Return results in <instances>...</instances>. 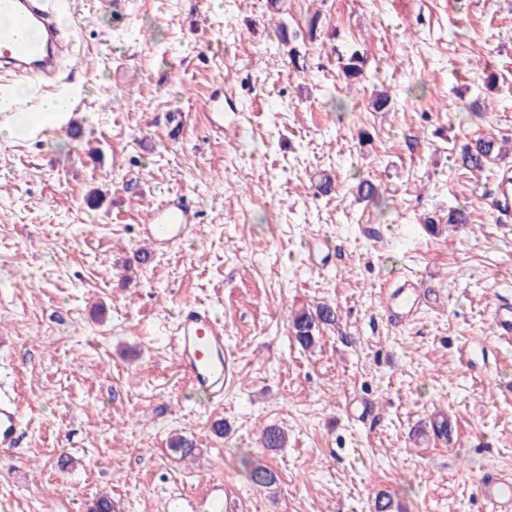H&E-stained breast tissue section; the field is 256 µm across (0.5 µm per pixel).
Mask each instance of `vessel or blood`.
I'll return each mask as SVG.
<instances>
[{"label": "vessel or blood", "instance_id": "b4317fda", "mask_svg": "<svg viewBox=\"0 0 512 512\" xmlns=\"http://www.w3.org/2000/svg\"><path fill=\"white\" fill-rule=\"evenodd\" d=\"M0 16L8 27L0 29V67L28 78L49 82L54 78L69 43L60 28L52 0H0ZM193 222L189 207L175 199L161 207L147 236L154 242L178 239ZM399 317L411 316L421 305L415 289L389 291ZM169 345L178 368L194 388L222 401L224 387L235 373V362L224 349V324L197 303L184 305ZM22 430L19 404L6 388H0V448L17 447ZM479 497L490 512H512V474H483L477 480ZM176 512H238L239 504L225 496L223 488L196 500L185 494L172 496Z\"/></svg>", "mask_w": 512, "mask_h": 512}]
</instances>
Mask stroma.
<instances>
[{"mask_svg":"<svg viewBox=\"0 0 512 512\" xmlns=\"http://www.w3.org/2000/svg\"><path fill=\"white\" fill-rule=\"evenodd\" d=\"M282 3L292 30L322 16L298 45L303 76L269 0H66L58 79L0 73L2 92L31 88L30 112L70 95L82 129L0 138V375L24 418L0 450V512H89L103 494L115 512H170L172 490L217 483L241 512H376L382 492L400 512H489L477 477L512 471V341L493 324L512 306V214L492 203L512 168V0ZM354 50L369 65L349 87L339 59ZM381 90L393 111H372ZM214 98L220 125L203 115ZM488 133L507 154L460 169ZM363 179L381 202L358 196ZM177 197L192 227L151 243L154 210ZM455 208L469 223H449ZM407 274L439 295L398 323L383 287ZM194 302L238 358L220 403L168 345ZM323 302L336 322L302 350L292 320ZM475 341L494 345L488 369L460 361ZM443 414L449 441L430 431ZM269 425L285 448L257 446ZM244 454L276 485L250 487Z\"/></svg>","mask_w":512,"mask_h":512,"instance_id":"obj_1","label":"stroma"}]
</instances>
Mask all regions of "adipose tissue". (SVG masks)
I'll return each mask as SVG.
<instances>
[{
    "label": "adipose tissue",
    "instance_id": "adipose-tissue-1",
    "mask_svg": "<svg viewBox=\"0 0 512 512\" xmlns=\"http://www.w3.org/2000/svg\"><path fill=\"white\" fill-rule=\"evenodd\" d=\"M28 94L27 88L17 87L0 95V136L4 138L26 137L44 129L66 122L70 117L71 100L66 96L48 97L41 101L38 111H14L13 106Z\"/></svg>",
    "mask_w": 512,
    "mask_h": 512
}]
</instances>
